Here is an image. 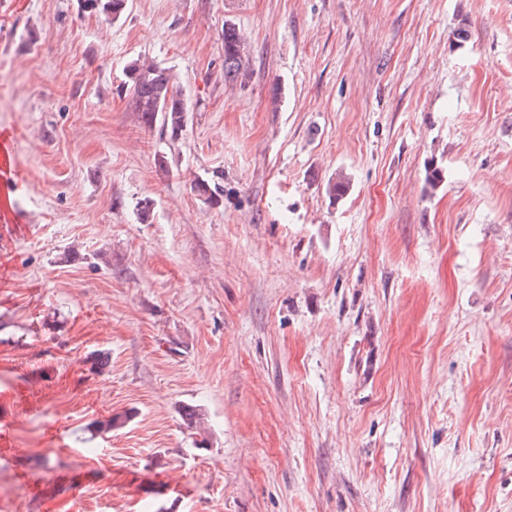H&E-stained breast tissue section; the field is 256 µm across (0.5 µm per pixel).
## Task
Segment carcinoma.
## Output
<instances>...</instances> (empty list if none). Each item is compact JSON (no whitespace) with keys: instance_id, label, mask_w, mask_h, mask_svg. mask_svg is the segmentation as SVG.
Instances as JSON below:
<instances>
[{"instance_id":"obj_1","label":"carcinoma","mask_w":512,"mask_h":512,"mask_svg":"<svg viewBox=\"0 0 512 512\" xmlns=\"http://www.w3.org/2000/svg\"><path fill=\"white\" fill-rule=\"evenodd\" d=\"M82 7L117 20L124 15L128 0H80ZM131 111L141 115L149 127L159 122L176 137L186 125L189 109L170 70L154 64L133 62L127 72ZM224 77L246 81L248 71L244 61V43L231 23H224Z\"/></svg>"}]
</instances>
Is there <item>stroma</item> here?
<instances>
[{
	"instance_id": "stroma-1",
	"label": "stroma",
	"mask_w": 512,
	"mask_h": 512,
	"mask_svg": "<svg viewBox=\"0 0 512 512\" xmlns=\"http://www.w3.org/2000/svg\"><path fill=\"white\" fill-rule=\"evenodd\" d=\"M1 58L0 512H512V0H0ZM84 9H90L108 20H117L124 15L128 0H80ZM244 61V43L234 24L224 25V77L244 83L248 78ZM128 68L131 111L139 112L145 125L160 122L176 137L186 125L189 109L170 69L131 62Z\"/></svg>"
}]
</instances>
